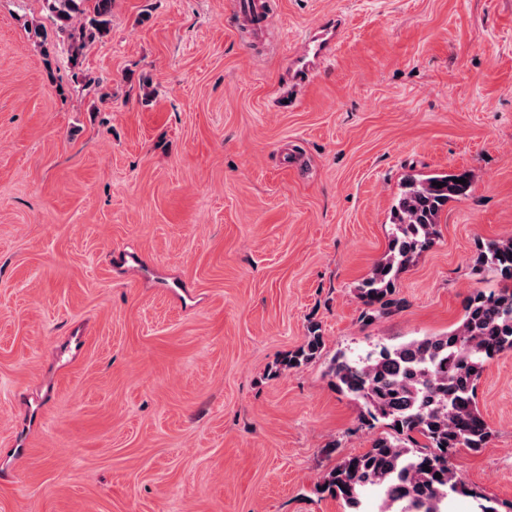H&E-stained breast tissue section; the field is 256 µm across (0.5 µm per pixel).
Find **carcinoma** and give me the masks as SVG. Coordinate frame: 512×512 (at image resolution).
Wrapping results in <instances>:
<instances>
[{"label": "carcinoma", "mask_w": 512, "mask_h": 512, "mask_svg": "<svg viewBox=\"0 0 512 512\" xmlns=\"http://www.w3.org/2000/svg\"><path fill=\"white\" fill-rule=\"evenodd\" d=\"M45 2L76 56L104 31L112 11V0ZM85 13L92 14L89 22L76 24ZM461 178L466 183H458ZM437 182L443 187L435 186ZM471 184L466 170L404 178L392 209L387 250L356 289L362 305L384 309L393 304L398 275L432 247L444 207L467 196ZM475 270L493 274L501 287L488 295H469L456 327L383 345L358 360L343 354L333 359L331 385L361 402L368 419L389 429L365 453L330 469L317 486L319 493L343 500L350 512H362L364 493L370 488L383 492L378 512H444L451 494L478 497L454 471L448 456L455 448H484L493 437L476 389L487 361L512 351V238L482 243ZM322 345L320 329L310 326L303 344L283 361V369L315 359ZM437 473L441 477H435Z\"/></svg>", "instance_id": "cac0c4a2"}]
</instances>
